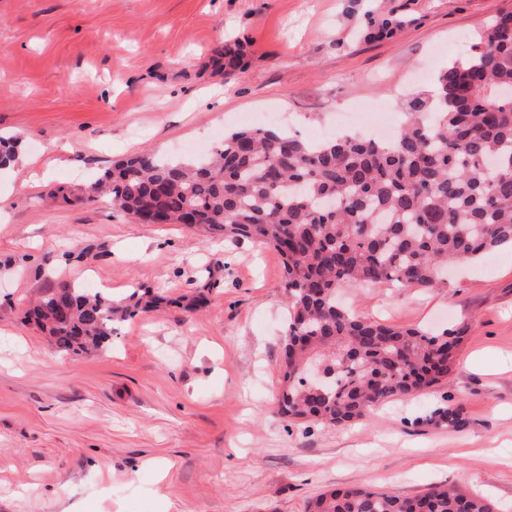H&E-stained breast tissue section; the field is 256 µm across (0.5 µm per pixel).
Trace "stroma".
I'll list each match as a JSON object with an SVG mask.
<instances>
[{
    "mask_svg": "<svg viewBox=\"0 0 512 512\" xmlns=\"http://www.w3.org/2000/svg\"><path fill=\"white\" fill-rule=\"evenodd\" d=\"M512 0H0V512H306L326 489L414 496L454 485L512 512V249L430 290L350 286L361 316L466 327L446 383L345 427L286 420L279 255L134 224L86 190L135 153L192 156L275 113L301 138L336 114L402 112ZM401 14L364 40L368 11ZM244 65L224 70L225 45ZM164 296L111 345L58 351L24 317L56 280ZM204 294L203 305L188 301ZM457 408L451 427L434 410Z\"/></svg>",
    "mask_w": 512,
    "mask_h": 512,
    "instance_id": "stroma-1",
    "label": "stroma"
}]
</instances>
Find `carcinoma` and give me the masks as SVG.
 <instances>
[{
    "mask_svg": "<svg viewBox=\"0 0 512 512\" xmlns=\"http://www.w3.org/2000/svg\"><path fill=\"white\" fill-rule=\"evenodd\" d=\"M405 21L369 18L367 38ZM390 141L348 132L307 141L275 128L243 129L208 155L180 161L151 153L101 171L81 195L63 183L50 197L87 204L108 196L127 217L155 213L204 236L247 240L282 259L288 328L279 408L285 417L348 425L376 407L448 379L466 329L441 333L383 324L336 301L348 284L435 288L451 263L512 245V10L478 32L471 52L406 104ZM16 160L0 136V168ZM135 289L125 303L61 280L26 318L54 346L81 355L112 343L114 323L157 308ZM324 366L323 384L305 378ZM308 512H495L492 502L432 487L401 497L364 487L327 491Z\"/></svg>",
    "mask_w": 512,
    "mask_h": 512,
    "instance_id": "carcinoma-1",
    "label": "carcinoma"
}]
</instances>
